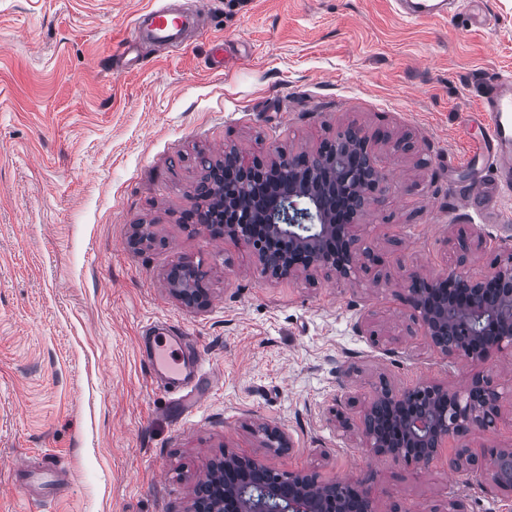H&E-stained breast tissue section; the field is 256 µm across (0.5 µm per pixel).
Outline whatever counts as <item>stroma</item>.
<instances>
[{
    "mask_svg": "<svg viewBox=\"0 0 512 512\" xmlns=\"http://www.w3.org/2000/svg\"><path fill=\"white\" fill-rule=\"evenodd\" d=\"M159 2L196 26L178 47L124 56L133 18ZM508 76L512 0H451L446 18L417 22L395 0H0V512H186L228 449L359 482L379 512H512L481 464H452L460 448H512V354L448 363L402 288L461 246L475 275L512 248V196L486 220L463 200L483 131L469 115ZM350 125L413 142L375 145L389 189L360 235L384 275L268 280L244 246L185 225L200 158L312 151ZM139 224L152 243L133 245ZM182 262L205 272V307L172 292ZM151 321L204 363L193 411L144 369ZM478 375L503 396L497 428L422 469L363 448L378 378L457 390ZM260 422L291 448H261ZM47 452L50 499L30 475Z\"/></svg>",
    "mask_w": 512,
    "mask_h": 512,
    "instance_id": "1",
    "label": "stroma"
}]
</instances>
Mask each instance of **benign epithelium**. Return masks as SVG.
<instances>
[{"label": "benign epithelium", "instance_id": "obj_1", "mask_svg": "<svg viewBox=\"0 0 512 512\" xmlns=\"http://www.w3.org/2000/svg\"><path fill=\"white\" fill-rule=\"evenodd\" d=\"M374 139L346 128L316 151L303 154L309 170L283 154L264 163L239 150L224 152V181L201 185L206 205L224 212V223L208 228L245 246L264 278L280 280L324 271L345 284L381 259L360 247V218L388 190L373 152ZM455 265L436 275L417 271L405 278V302L412 320L446 359L481 362L512 352V250L488 272L468 270L467 246ZM173 292L189 306L203 304L200 275L176 271ZM500 392L488 378L462 391L423 381L397 389L382 379L365 406V447L407 467L426 466L448 440L472 427L497 426ZM261 447L280 452L291 446L276 425L256 426ZM483 466L496 486L512 489V449L490 448ZM206 492L194 495L190 512H341L349 493L360 512H378L367 490L349 481L321 482L307 472L275 471L259 459L228 449L207 468Z\"/></svg>", "mask_w": 512, "mask_h": 512}]
</instances>
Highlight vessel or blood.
I'll list each match as a JSON object with an SVG mask.
<instances>
[{
	"label": "vessel or blood",
	"mask_w": 512,
	"mask_h": 512,
	"mask_svg": "<svg viewBox=\"0 0 512 512\" xmlns=\"http://www.w3.org/2000/svg\"><path fill=\"white\" fill-rule=\"evenodd\" d=\"M405 17L420 21L448 15L447 0H398ZM185 21L181 16L159 9L134 19L133 37L147 36L157 44L179 42ZM480 115L483 134L473 153L474 158L493 173L489 182H480L478 192L471 196V205L499 198L512 191V77L497 79L482 98ZM148 368L169 390L185 388L197 375L196 366L183 359V337L164 331L151 339Z\"/></svg>",
	"instance_id": "obj_1"
}]
</instances>
